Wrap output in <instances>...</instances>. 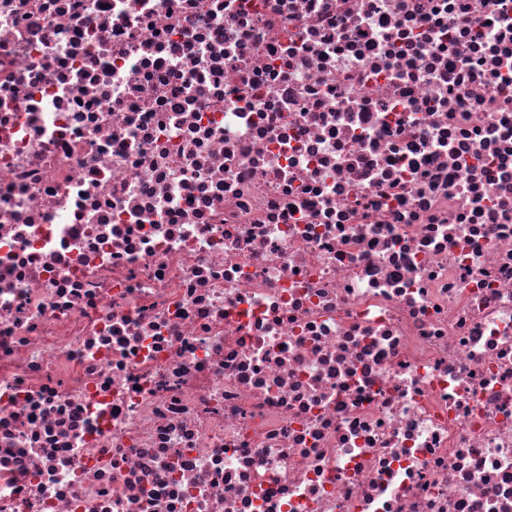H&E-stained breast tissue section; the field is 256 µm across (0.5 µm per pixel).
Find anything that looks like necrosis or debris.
<instances>
[{"label": "necrosis or debris", "instance_id": "4bbe7bcc", "mask_svg": "<svg viewBox=\"0 0 512 512\" xmlns=\"http://www.w3.org/2000/svg\"><path fill=\"white\" fill-rule=\"evenodd\" d=\"M0 512H512V0H0Z\"/></svg>", "mask_w": 512, "mask_h": 512}]
</instances>
